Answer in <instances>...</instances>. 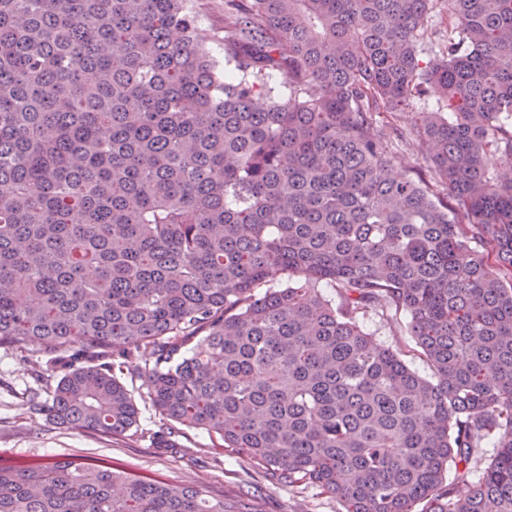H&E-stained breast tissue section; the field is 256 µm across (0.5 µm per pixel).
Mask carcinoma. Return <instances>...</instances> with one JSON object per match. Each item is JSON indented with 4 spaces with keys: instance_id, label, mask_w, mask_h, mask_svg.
Listing matches in <instances>:
<instances>
[{
    "instance_id": "obj_1",
    "label": "carcinoma",
    "mask_w": 512,
    "mask_h": 512,
    "mask_svg": "<svg viewBox=\"0 0 512 512\" xmlns=\"http://www.w3.org/2000/svg\"><path fill=\"white\" fill-rule=\"evenodd\" d=\"M223 4L221 62L210 0H0V346L57 379L30 409L136 436L138 378L158 448L203 430L341 512H512V0ZM417 94L450 211L371 118ZM0 512L256 510L56 460L0 465ZM221 26L222 23L220 14L218 10H215V12L207 16L206 21L203 22L199 31L203 44L210 49L216 50L217 52L219 51L217 48L219 37L224 35V33L220 32ZM432 20H429L428 31L418 41L419 58L423 61V66L426 62L433 61L440 57L439 48L441 43V35L446 34L445 25L439 26L438 16L433 14ZM364 327L367 332L372 334L373 338L384 345L392 346L393 348H402V358L409 364V366L422 375L429 376V370L426 364L416 356L412 355V352H408L410 347H414L408 336H396V330L380 321L373 315H368L364 320ZM122 381L127 385L128 389L133 391L135 397L138 399L140 409V428L143 430L156 429L155 425L158 423H155L157 417L154 410L147 404L145 406L143 401L139 398V393L143 394L146 392V388L143 386V381L140 379L131 380L126 377H124Z\"/></svg>"
}]
</instances>
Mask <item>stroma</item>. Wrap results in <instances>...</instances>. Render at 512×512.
I'll list each match as a JSON object with an SVG mask.
<instances>
[{"mask_svg": "<svg viewBox=\"0 0 512 512\" xmlns=\"http://www.w3.org/2000/svg\"><path fill=\"white\" fill-rule=\"evenodd\" d=\"M434 100L414 98L403 112L380 113L404 133L394 141L388 158L395 173L429 185L436 177L427 152L413 133L424 113L436 111ZM35 358L0 346V464L43 463L58 458L98 460L137 475L174 484L202 488L213 496L249 497L257 512H339L335 500L313 490L296 493L276 480L259 476L244 458L214 449L202 430L188 433L183 447L164 450L149 441L123 435L76 432L53 424L45 415L29 410V394L36 389Z\"/></svg>", "mask_w": 512, "mask_h": 512, "instance_id": "1", "label": "stroma"}]
</instances>
